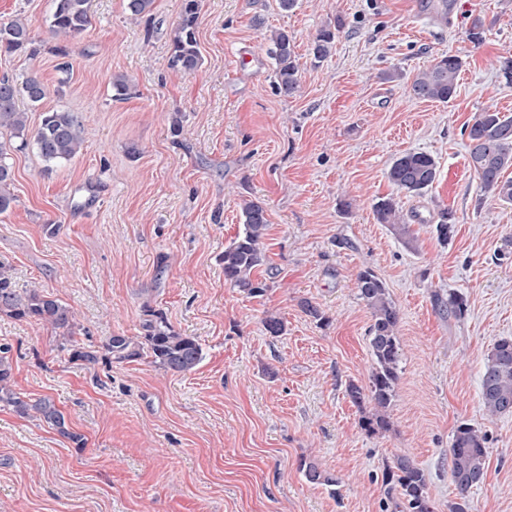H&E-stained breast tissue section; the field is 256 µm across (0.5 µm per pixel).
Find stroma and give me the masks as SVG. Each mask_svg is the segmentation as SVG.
<instances>
[{"label":"stroma","instance_id":"35a3bbf8","mask_svg":"<svg viewBox=\"0 0 512 512\" xmlns=\"http://www.w3.org/2000/svg\"><path fill=\"white\" fill-rule=\"evenodd\" d=\"M419 3L298 0L285 13L276 0H200L202 63L186 74L170 64L184 0H154L136 20L126 0H90L64 80L54 0H0V22L22 18L40 49L0 52V78L35 74L47 87L39 105L17 99L29 128L58 110L87 130L67 163L46 166L32 145L11 152L0 263L16 288L69 306L80 343L140 335L150 306L204 355L187 374L146 358L90 368L50 326L1 315L13 389L53 400L69 433L0 407V512H397L383 472L401 456L424 471L435 512H448L449 448L463 422L489 437L470 512H512V415L488 417L481 398L494 343L512 337V205L483 192L466 130L489 107L512 116L500 72L512 58V0H454L444 27ZM325 27L336 42L316 64L309 48ZM278 29L300 66L290 97L276 91L268 54ZM443 54L463 60L456 96L412 98L416 72ZM117 74L134 85L123 100L112 96ZM410 151L438 165L421 196L386 178ZM255 197L268 211L270 288L251 298L225 285L218 257ZM386 197L412 218L415 247L377 222L373 206ZM444 210L456 224L445 246L432 232ZM367 267L401 312L390 427L374 433L347 393L367 385L373 364L356 288ZM451 292L466 302L457 318L435 301ZM305 300L325 322L303 312ZM271 313L283 335L266 331ZM305 461L338 476L337 490L309 483Z\"/></svg>","mask_w":512,"mask_h":512}]
</instances>
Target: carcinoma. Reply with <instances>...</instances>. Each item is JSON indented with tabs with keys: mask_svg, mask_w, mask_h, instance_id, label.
Here are the masks:
<instances>
[{
	"mask_svg": "<svg viewBox=\"0 0 512 512\" xmlns=\"http://www.w3.org/2000/svg\"><path fill=\"white\" fill-rule=\"evenodd\" d=\"M89 0H55L50 18L51 32L66 40L81 36L90 25ZM199 0H186L181 23L174 32L170 65L185 73L194 72L202 62L196 39ZM336 33L330 29L318 32L309 55L316 64L328 57ZM269 54L276 62L275 83L285 96L293 95L300 86V68L292 38L284 30H275L269 36ZM0 47L7 52H26L35 56L40 49L33 45L27 23L14 19L0 25ZM463 61L456 55H442L421 70L411 83L412 95L421 100L446 103L456 93L457 79ZM28 100L35 104L46 96V86L36 75L24 82ZM114 98L125 99L132 94V86L124 75L112 78ZM0 129H8L20 140L16 149L22 150L33 142L47 163L68 162L76 157L85 141V128L70 112L58 110L43 113L39 126L28 133L26 113L17 105V89L4 77L0 79ZM11 147L0 143V214L7 212L14 202L10 192L12 167L9 163ZM469 164L477 174L481 189L492 198L512 204V179L504 173L512 168V116L496 110L485 109L475 114L468 131ZM435 159L422 152H406L397 157L387 169L388 181L400 192L420 195L433 186L437 179ZM243 224L238 233L219 256L224 270V282L249 297H262L269 288L267 279L258 276L266 263L263 239L268 220L265 203L246 199L241 206ZM378 223L389 226L390 231L408 246H414L416 237L397 203L392 198L381 199L374 205ZM451 215L443 213L441 223L435 225L437 241L448 245L455 233L450 223ZM359 298L370 310L369 346L373 368L366 389L351 383L348 395L359 408H369L365 426L374 432L389 427V409L395 397L402 356L400 337V311L385 283L370 268L361 270L356 278ZM448 307V314L455 317L465 312L464 298L454 292L448 302L436 299ZM16 319H35L49 325L63 335L61 348L70 352L74 361L89 366L101 362L123 363L143 357L151 359L158 368L173 373L194 371L203 359L200 343L192 336L177 331L160 310L145 307V319L139 336L112 335L101 348L85 347L75 339V317L70 307L52 298L38 288L21 293L14 288L11 278L0 263V315ZM12 360L10 348L0 345V404L12 408L20 416L35 412L45 422L55 427L77 446L83 438L68 431L64 414L48 398L33 403L24 400L10 384ZM482 399L491 417L512 414V339L495 342L485 365L482 379ZM487 437L472 425L457 426L450 448V476L457 490V501L451 512H469L468 494L471 488L482 483L486 473ZM308 482L324 486L338 484L336 476L320 469L315 463L302 464ZM384 482L395 491L403 512H434L424 472L405 457L396 459L384 473Z\"/></svg>",
	"mask_w": 512,
	"mask_h": 512,
	"instance_id": "cac0c4a2",
	"label": "carcinoma"
}]
</instances>
